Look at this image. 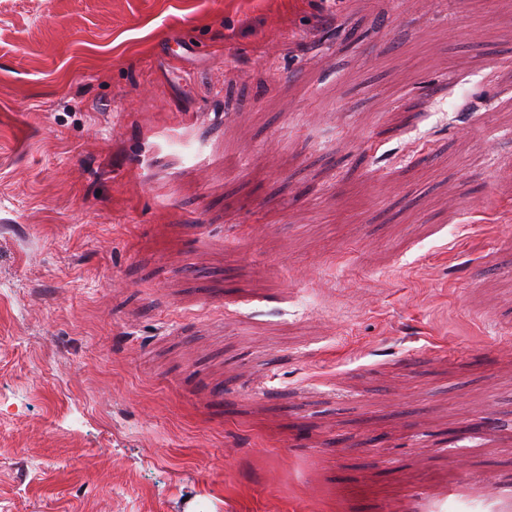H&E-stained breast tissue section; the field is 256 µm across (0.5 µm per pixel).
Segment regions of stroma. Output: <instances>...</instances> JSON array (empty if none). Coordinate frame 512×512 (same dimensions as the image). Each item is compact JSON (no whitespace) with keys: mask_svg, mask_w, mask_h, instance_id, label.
I'll return each mask as SVG.
<instances>
[{"mask_svg":"<svg viewBox=\"0 0 512 512\" xmlns=\"http://www.w3.org/2000/svg\"><path fill=\"white\" fill-rule=\"evenodd\" d=\"M463 485L512 498V0H0V512Z\"/></svg>","mask_w":512,"mask_h":512,"instance_id":"1","label":"stroma"}]
</instances>
